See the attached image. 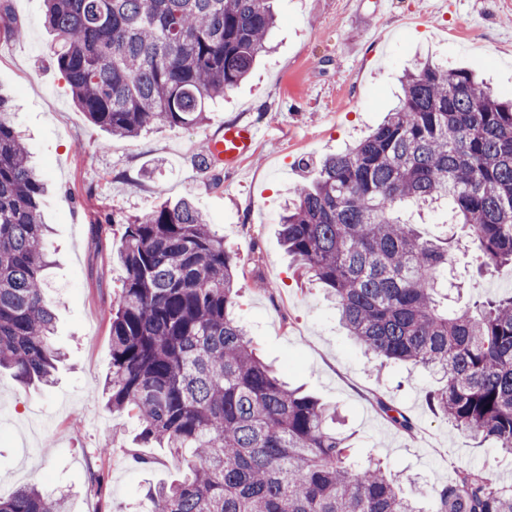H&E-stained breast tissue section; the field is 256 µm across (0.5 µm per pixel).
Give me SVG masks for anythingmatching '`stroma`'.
<instances>
[{
  "mask_svg": "<svg viewBox=\"0 0 512 512\" xmlns=\"http://www.w3.org/2000/svg\"><path fill=\"white\" fill-rule=\"evenodd\" d=\"M273 51L197 127H154L131 141L93 127L72 101L44 26V0H0V86L31 161L45 176L42 203L55 262L44 277L56 303L54 341L66 355L49 386L24 387L0 371V497L35 484L68 495L69 512H138L148 486L173 481L183 461L149 449L133 466L139 429L111 413L100 391L111 366L109 318L126 273L117 259L128 218L187 197L240 263L236 315L285 381L337 407L357 462H378L404 494L447 482L454 466L488 467L512 482V458L436 415L438 381L413 365L381 364L340 323L322 285L302 276L279 234L284 202L311 182L322 158L345 151L384 119L407 63L429 55L474 68L512 98V0H274ZM262 134L235 169L201 170L197 154L225 123ZM448 304L512 291V266L479 273L457 252ZM384 396L418 429H394L375 405ZM110 448L109 458L100 451Z\"/></svg>",
  "mask_w": 512,
  "mask_h": 512,
  "instance_id": "1",
  "label": "stroma"
}]
</instances>
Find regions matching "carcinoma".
Segmentation results:
<instances>
[{
	"mask_svg": "<svg viewBox=\"0 0 512 512\" xmlns=\"http://www.w3.org/2000/svg\"><path fill=\"white\" fill-rule=\"evenodd\" d=\"M54 56L78 109L111 136L195 127L267 51L272 0H46ZM0 92V369L50 383L62 353L43 271L45 180ZM447 204L449 232L423 237L400 209ZM477 268L512 265V100L468 69L414 58L385 121L300 185L280 236L374 357L442 375L431 409L512 450V294L448 309L440 287L458 234ZM126 271L110 320L107 409L188 475L146 491L141 512H423L380 466L351 461L335 411L280 380L234 316L238 259L193 201L124 225ZM398 431L414 421L384 399ZM425 494L434 512H512V486L457 466ZM0 512H66L35 485Z\"/></svg>",
	"mask_w": 512,
	"mask_h": 512,
	"instance_id": "1",
	"label": "carcinoma"
}]
</instances>
